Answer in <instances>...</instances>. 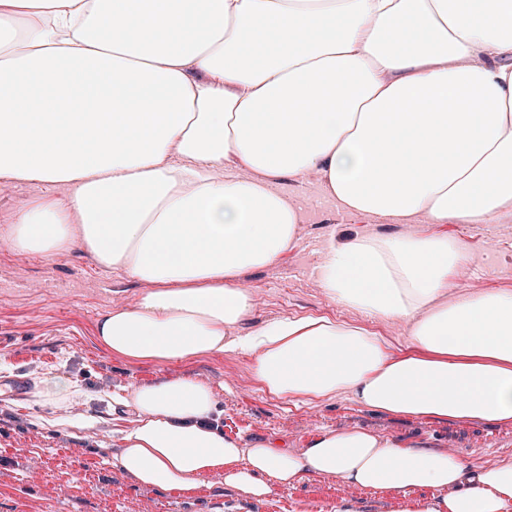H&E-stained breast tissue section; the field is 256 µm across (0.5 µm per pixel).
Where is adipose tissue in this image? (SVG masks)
<instances>
[{
  "instance_id": "adipose-tissue-1",
  "label": "adipose tissue",
  "mask_w": 512,
  "mask_h": 512,
  "mask_svg": "<svg viewBox=\"0 0 512 512\" xmlns=\"http://www.w3.org/2000/svg\"><path fill=\"white\" fill-rule=\"evenodd\" d=\"M312 172L349 214L491 224L512 209V0H0V179L69 189L19 209L6 241L41 255L78 241L148 284L98 318L104 351L150 366L243 355L278 398L512 424V289L454 291L466 254L448 237L322 254L329 299L405 323L401 346L326 316L247 329L239 278L286 253L300 221L271 182ZM120 402L134 419L115 463L144 487L220 475L261 500L318 475L444 489L409 512L512 501V460L468 464L361 427L243 444L191 377Z\"/></svg>"
}]
</instances>
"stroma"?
Instances as JSON below:
<instances>
[{
	"label": "stroma",
	"instance_id": "stroma-1",
	"mask_svg": "<svg viewBox=\"0 0 512 512\" xmlns=\"http://www.w3.org/2000/svg\"><path fill=\"white\" fill-rule=\"evenodd\" d=\"M275 189L305 208L295 244L275 263L250 270L241 287L256 299L250 327L300 313L341 321L363 314L330 300L317 281L329 240L358 236L445 235L468 260L456 275L461 291L512 288V212L493 224H431L344 214L322 197L320 177L277 180ZM68 189L32 181H0V232L16 215V203L43 196L64 198ZM147 284L125 271L105 269L74 243L53 256H18L0 240V512H405L407 497L382 489H351L313 476L275 488L254 501L208 477L198 489L143 487L115 463L118 431L129 412L112 396L164 377L188 376L209 384L222 412L226 436L249 443L274 437L304 448L326 429L356 426L452 449L467 461L512 459V425L485 421H433L398 417L354 405L339 396L317 404L279 399L261 391L250 359L220 355L166 366H133L112 358L94 338L103 312L136 303ZM62 374L76 396L66 407L41 398L42 381ZM36 476H29L31 464Z\"/></svg>",
	"mask_w": 512,
	"mask_h": 512
}]
</instances>
